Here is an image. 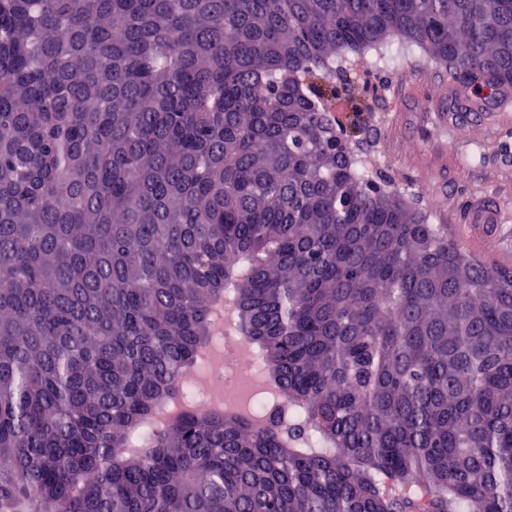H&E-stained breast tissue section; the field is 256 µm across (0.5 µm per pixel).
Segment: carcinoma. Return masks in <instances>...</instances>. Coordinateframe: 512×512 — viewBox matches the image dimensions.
<instances>
[{"instance_id": "carcinoma-1", "label": "carcinoma", "mask_w": 512, "mask_h": 512, "mask_svg": "<svg viewBox=\"0 0 512 512\" xmlns=\"http://www.w3.org/2000/svg\"><path fill=\"white\" fill-rule=\"evenodd\" d=\"M394 42L512 91V0H0V512H512V271L329 113ZM227 294L286 434L152 425Z\"/></svg>"}]
</instances>
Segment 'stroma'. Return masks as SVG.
I'll list each match as a JSON object with an SVG mask.
<instances>
[{"label":"stroma","mask_w":512,"mask_h":512,"mask_svg":"<svg viewBox=\"0 0 512 512\" xmlns=\"http://www.w3.org/2000/svg\"><path fill=\"white\" fill-rule=\"evenodd\" d=\"M357 84L370 126L359 153L379 152L378 173L408 190L429 223L445 225L450 238L512 269V111L500 113L491 104L483 116L449 128L455 94L476 98L480 92L454 82L415 47L395 67L361 65ZM480 193L504 205L502 240L472 237L467 202Z\"/></svg>","instance_id":"stroma-1"}]
</instances>
